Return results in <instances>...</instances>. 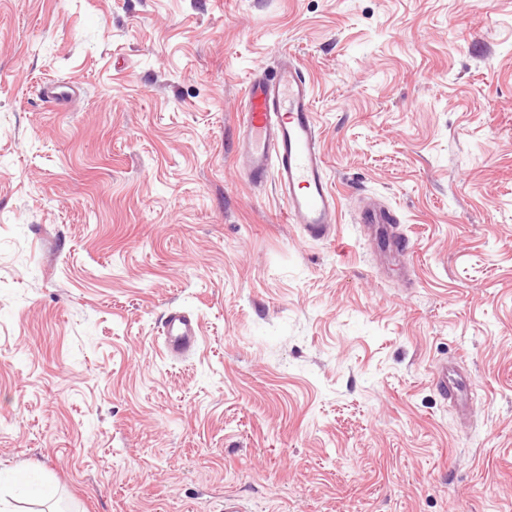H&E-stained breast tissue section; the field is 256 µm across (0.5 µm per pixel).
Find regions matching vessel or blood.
<instances>
[{
	"label": "vessel or blood",
	"mask_w": 512,
	"mask_h": 512,
	"mask_svg": "<svg viewBox=\"0 0 512 512\" xmlns=\"http://www.w3.org/2000/svg\"><path fill=\"white\" fill-rule=\"evenodd\" d=\"M235 158L250 184L275 183L289 223L303 238L326 241L334 236L338 200L319 145L312 86L291 57H283L273 71L262 69L249 78ZM358 218L380 254L407 257L409 240L390 209L369 203ZM163 335L165 350L182 355L197 348L200 326L192 316L173 309L163 321ZM433 386L452 404L463 407L471 399L467 375L448 364L436 367Z\"/></svg>",
	"instance_id": "obj_1"
}]
</instances>
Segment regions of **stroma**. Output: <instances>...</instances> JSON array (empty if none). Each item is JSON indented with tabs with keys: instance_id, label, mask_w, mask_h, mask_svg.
Segmentation results:
<instances>
[{
	"instance_id": "obj_1",
	"label": "stroma",
	"mask_w": 512,
	"mask_h": 512,
	"mask_svg": "<svg viewBox=\"0 0 512 512\" xmlns=\"http://www.w3.org/2000/svg\"><path fill=\"white\" fill-rule=\"evenodd\" d=\"M285 52L329 241L235 167ZM454 359L466 424L431 385ZM0 470L53 512H512V0H0ZM359 224H363L374 248L384 256L406 258L409 252V239L398 230L393 212L383 206L367 203L358 214ZM164 349L171 355L195 350L200 342L197 320L183 311L171 309L163 321Z\"/></svg>"
}]
</instances>
